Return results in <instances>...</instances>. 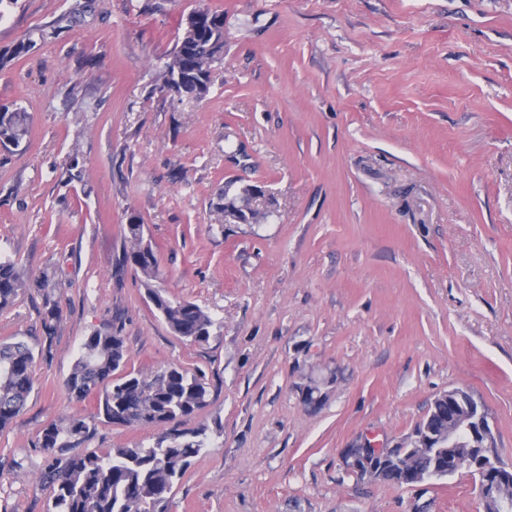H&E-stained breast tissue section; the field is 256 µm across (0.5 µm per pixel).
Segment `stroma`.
<instances>
[{"label": "stroma", "mask_w": 512, "mask_h": 512, "mask_svg": "<svg viewBox=\"0 0 512 512\" xmlns=\"http://www.w3.org/2000/svg\"><path fill=\"white\" fill-rule=\"evenodd\" d=\"M199 7L224 14V58L182 101L158 76ZM4 54L0 105L31 134L0 149V255L55 271L62 313L49 334L40 293L0 311V341L35 355L0 432V512H47L37 436L94 415L65 382L110 327L125 371L208 385L183 425L211 446L167 512H484L467 475L398 486L344 451L406 440L462 388L512 466V0H0ZM228 183L263 186L268 218L224 223ZM133 213L154 287L210 313L208 342L174 335L120 264ZM158 433L100 421L80 449Z\"/></svg>", "instance_id": "stroma-1"}]
</instances>
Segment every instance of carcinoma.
Returning <instances> with one entry per match:
<instances>
[{"label": "carcinoma", "instance_id": "cac0c4a2", "mask_svg": "<svg viewBox=\"0 0 512 512\" xmlns=\"http://www.w3.org/2000/svg\"><path fill=\"white\" fill-rule=\"evenodd\" d=\"M224 55V12L199 8L186 18L182 37L159 73L160 90L175 89L179 99L200 100L212 82L214 64ZM30 135V117L19 108L0 106V146L19 149ZM141 218L132 215L123 228L128 246L120 263L130 265L145 278L147 293L155 296L156 310L178 337L202 344L209 340L214 320L199 305L173 300L152 287L158 259L155 251L143 249ZM54 274L45 271L33 280L9 258H0V310L8 308L25 292H42V321L46 331L61 315L59 301L51 289ZM125 357L124 338L112 330H96L81 344L79 356L66 380L71 399L82 402L97 395L96 414L87 420L73 417L64 424L52 423L37 439L47 465L43 482L52 487L48 512H165L175 484L193 458L209 448L205 426L180 428L184 419L208 405L204 376L180 367H169L154 375L120 370ZM34 353L21 340L0 343V430L19 415L33 388ZM439 394L419 428L437 432L448 426V398ZM101 420L115 425L163 426L153 443L88 451L66 458L56 456L62 448H73L88 439ZM452 472L448 451L420 448L402 469L389 460L378 477L398 485L412 486Z\"/></svg>", "mask_w": 512, "mask_h": 512}]
</instances>
